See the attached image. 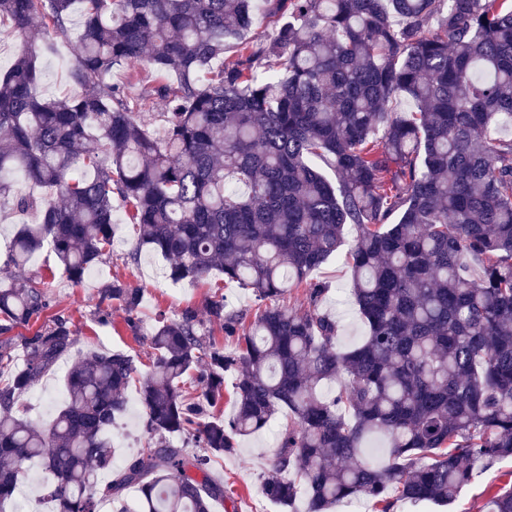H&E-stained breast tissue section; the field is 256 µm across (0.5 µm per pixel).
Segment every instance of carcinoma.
I'll return each mask as SVG.
<instances>
[{
  "instance_id": "obj_1",
  "label": "carcinoma",
  "mask_w": 512,
  "mask_h": 512,
  "mask_svg": "<svg viewBox=\"0 0 512 512\" xmlns=\"http://www.w3.org/2000/svg\"><path fill=\"white\" fill-rule=\"evenodd\" d=\"M76 2L67 75L77 92L47 101L38 60L69 37ZM256 12L273 23L260 39L247 36ZM1 27L19 49L0 78V197L16 175L48 191L16 197L39 222L13 237L8 266L49 246L80 283L110 253L121 210L136 226L132 256L163 255L174 282L222 272L269 305L248 320L208 300L209 322L237 337L230 351L187 307L149 334L145 372L124 353L85 354L37 428L20 397L74 333L62 316L40 322L47 282L0 288V512H17L33 464L53 512H98L130 489L135 512H212L224 486L207 461L280 414L288 423L262 491L284 509L302 491L307 512L364 496L381 512L394 495L449 504L512 457V139L491 135L512 122V0H0ZM231 47L235 60L214 68ZM137 62L152 78L142 101L166 103L162 138L112 82ZM401 93L416 111L390 109ZM349 228L368 335L342 350L336 321L318 310L326 284L308 289L304 312L280 301L338 255ZM141 298L119 279L100 289L133 332ZM133 384L156 441L99 488ZM376 435L382 465L362 457ZM183 438L203 453L174 446ZM482 512H512V484Z\"/></svg>"
}]
</instances>
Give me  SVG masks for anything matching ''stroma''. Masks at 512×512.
Segmentation results:
<instances>
[{
	"instance_id": "1",
	"label": "stroma",
	"mask_w": 512,
	"mask_h": 512,
	"mask_svg": "<svg viewBox=\"0 0 512 512\" xmlns=\"http://www.w3.org/2000/svg\"><path fill=\"white\" fill-rule=\"evenodd\" d=\"M77 49L76 41H60L53 50L42 53L39 62L43 71L42 95L45 99H59L70 93L67 67ZM39 193V188L20 178L13 186L11 196L0 199V271L6 266V248L20 223L33 224L38 220L37 213L33 211L18 214L14 209V199L19 195L36 196ZM114 234L124 240V249L104 257L95 267V278L84 279L81 283H73L56 273L57 259L48 248L33 255L24 268L13 271L11 278L0 274L1 288L9 287L14 279L50 277L48 313L70 319L76 339L68 357L59 360L51 371L23 394L22 400L30 407L28 417L33 425H41L53 418L64 396L66 373L73 360L82 354L89 351L121 352L133 357L138 367L144 369L153 357L147 333L159 316L173 317L187 307L204 309L206 301L218 294L223 295L226 303L235 309L252 314L258 308L250 289L225 284L222 276L176 283L169 279V263L161 255L145 250L138 253L137 260H130L136 236L124 216H117ZM115 278L143 290L137 330L127 327L126 314L119 306H108L99 301L100 288ZM312 279L329 286L319 308L336 321L339 347L348 349L359 344L367 333V327L351 297V271L345 256L323 264L313 273ZM126 398L129 409L117 418L111 433L115 446L112 466L116 469L137 456L151 440L144 416L137 413L140 403L136 387L128 388ZM275 453L267 431L262 430L242 438L236 453L215 459L208 475L223 484L224 499L215 504L214 512H280L261 493L262 480L271 474L269 463ZM511 483L512 459L505 458L476 476L451 504L415 506L397 501L390 512H481L482 505L492 493Z\"/></svg>"
}]
</instances>
